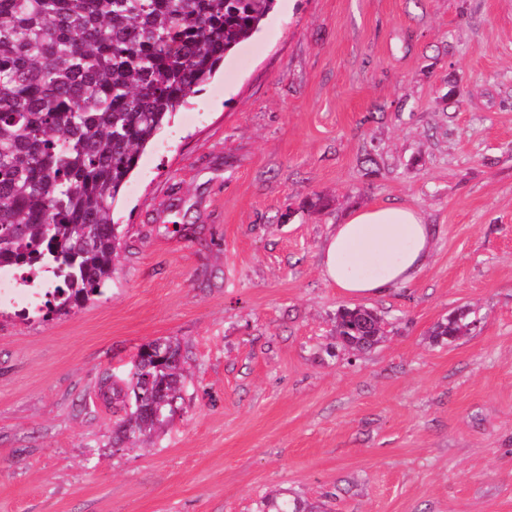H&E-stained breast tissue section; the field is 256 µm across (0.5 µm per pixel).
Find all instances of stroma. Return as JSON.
<instances>
[{
  "instance_id": "1",
  "label": "stroma",
  "mask_w": 512,
  "mask_h": 512,
  "mask_svg": "<svg viewBox=\"0 0 512 512\" xmlns=\"http://www.w3.org/2000/svg\"><path fill=\"white\" fill-rule=\"evenodd\" d=\"M373 204L418 210L433 254L363 299L389 334L355 354L321 249ZM112 218L101 296L0 308V512H512V0H277ZM459 309L477 328L433 343ZM166 336L184 403L117 446L97 382Z\"/></svg>"
}]
</instances>
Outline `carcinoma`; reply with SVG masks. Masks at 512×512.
<instances>
[{"label": "carcinoma", "instance_id": "obj_1", "mask_svg": "<svg viewBox=\"0 0 512 512\" xmlns=\"http://www.w3.org/2000/svg\"><path fill=\"white\" fill-rule=\"evenodd\" d=\"M276 0H0V262L57 277L46 312L66 315L112 281L123 239L112 208L148 146L224 57L259 32ZM465 310L430 336L451 343ZM336 340L364 352L386 337L366 307H341ZM136 370L105 373L98 393L119 440L163 434L183 401L181 342L142 345ZM258 512H302L265 498Z\"/></svg>", "mask_w": 512, "mask_h": 512}]
</instances>
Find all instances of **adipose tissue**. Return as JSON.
<instances>
[{
	"label": "adipose tissue",
	"instance_id": "1",
	"mask_svg": "<svg viewBox=\"0 0 512 512\" xmlns=\"http://www.w3.org/2000/svg\"><path fill=\"white\" fill-rule=\"evenodd\" d=\"M432 240L430 225L412 207L358 209L326 238L323 273L347 297L379 296L415 280L427 264Z\"/></svg>",
	"mask_w": 512,
	"mask_h": 512
}]
</instances>
